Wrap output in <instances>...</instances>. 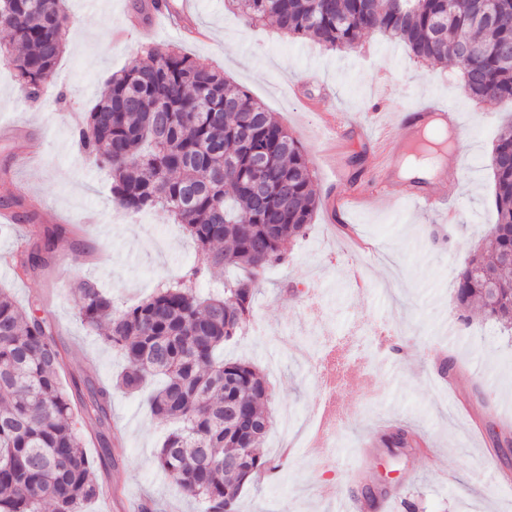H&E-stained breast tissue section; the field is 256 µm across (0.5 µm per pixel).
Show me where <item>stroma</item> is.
<instances>
[{
	"instance_id": "1",
	"label": "stroma",
	"mask_w": 512,
	"mask_h": 512,
	"mask_svg": "<svg viewBox=\"0 0 512 512\" xmlns=\"http://www.w3.org/2000/svg\"><path fill=\"white\" fill-rule=\"evenodd\" d=\"M192 29L175 36L162 13L143 15L140 0H64L65 48L56 80L35 101L23 99L11 68L0 62V127H17L0 138V170L9 169L25 201H4L0 212L16 218V230L0 233V253L36 250L39 229L62 224L48 266L0 268V287L23 308L51 323L66 350L63 384L89 376L111 386L126 362L76 316L75 287L89 277L125 309L177 277L197 259L183 226L163 211L135 214L111 192L106 170L86 160L76 133L113 73L132 62L149 63L150 51L175 48L223 72L227 83L274 112L305 151L320 203L305 237L287 244V259L270 266L258 283L255 320L224 348L228 358L255 363L266 374L272 397L270 433L260 452L274 472L246 485L237 512H336L337 501L360 499L366 486L384 484L386 496L368 512H512V334L475 317L460 319L453 280L474 244L497 221L490 154L500 126L512 118V101L470 99L456 65L413 59L380 35L365 37L353 52L329 50L281 34L270 22L252 23L228 0H197ZM204 30L205 38L194 35ZM326 100V112L313 102ZM428 101L450 104L458 115L462 160L443 186L453 215L435 216L405 195L394 180L380 203L367 202L368 171L376 162L370 113L398 127L402 111ZM347 114V141L338 156L345 182L338 183L324 155L327 111ZM357 184L359 198L329 218L326 200ZM318 289L333 336L401 328L394 350L352 347L369 382L342 383L336 403L343 416L328 449L331 466L314 450L289 443L325 393L321 369L300 363L296 345L319 338L306 314L308 291ZM452 356V380L437 361ZM147 392L113 395L112 460L99 473L111 495L88 512H207L158 474L153 460L167 423L153 416ZM396 426L418 433L421 447L391 456L376 444ZM498 439H491L490 431ZM493 454L497 466L484 464ZM334 496L318 495L324 478Z\"/></svg>"
}]
</instances>
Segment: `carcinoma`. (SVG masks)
I'll list each match as a JSON object with an SVG mask.
<instances>
[{
  "instance_id": "obj_1",
  "label": "carcinoma",
  "mask_w": 512,
  "mask_h": 512,
  "mask_svg": "<svg viewBox=\"0 0 512 512\" xmlns=\"http://www.w3.org/2000/svg\"><path fill=\"white\" fill-rule=\"evenodd\" d=\"M247 18L271 20L283 34L353 51L379 33L417 60L453 61L467 95L512 100V0H230ZM0 28L10 32L0 61L21 94L40 98L65 46L62 0H0ZM107 83L77 135L85 156L112 173V196L128 211L162 209L185 226L199 262L137 305L117 310L97 283L78 284L80 321L105 326L103 341L127 367L124 392L163 383L151 412L174 424L156 465L185 497L208 512H237L259 474L273 470L260 454L272 420L270 396L254 364L218 358L255 318L256 284L286 259L285 243L306 234L318 206L299 144L274 113L229 87L218 71L175 50L152 52ZM498 220L456 275L457 309L476 307L512 326V122L492 147ZM62 228L43 230L46 261ZM233 267L222 293L202 297L193 285ZM497 285L489 294V283ZM63 355L52 326L26 313L0 289V512H87L102 494L77 427L82 413L104 424L111 393L70 394L60 380ZM385 448H417L420 436L397 427Z\"/></svg>"
}]
</instances>
